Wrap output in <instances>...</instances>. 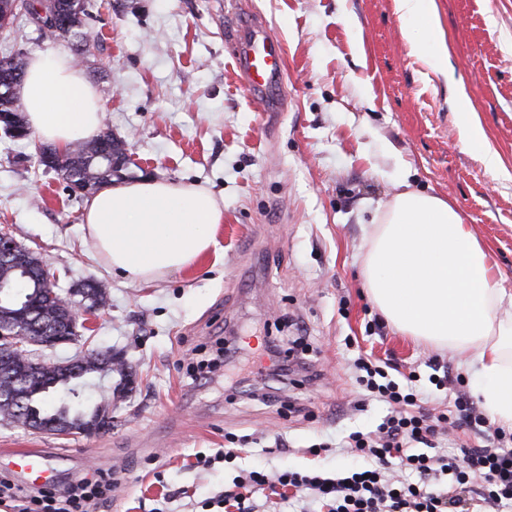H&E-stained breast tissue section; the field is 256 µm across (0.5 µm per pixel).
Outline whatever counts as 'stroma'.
<instances>
[{"mask_svg":"<svg viewBox=\"0 0 512 512\" xmlns=\"http://www.w3.org/2000/svg\"><path fill=\"white\" fill-rule=\"evenodd\" d=\"M89 52L42 40L18 20L10 44L33 55L81 56L103 127L125 137L134 176L195 184L224 200L221 249L194 267L130 283L96 253L83 227L86 196L34 159L35 140L0 132V232L40 254L59 293L95 279L110 302L78 332L121 355L127 379L85 378L83 399L112 402V427L67 438L0 422V450L63 448L69 478L90 468L119 485L98 512H224L234 476L361 467L338 448L375 429L384 403L366 401L364 355L421 378L425 406L477 400L464 358L394 331L371 303L361 262L366 234L393 195H438L488 249L512 291V0H434L448 56L440 74L408 38L397 0H238L280 39V112L245 89L225 27L226 0H92ZM467 96L488 170L460 140ZM232 336L223 368L190 379L189 353ZM302 338L310 372H261L266 340ZM450 384L428 381L431 364ZM326 452L311 455V447ZM237 449L231 461L217 458Z\"/></svg>","mask_w":512,"mask_h":512,"instance_id":"35a3bbf8","label":"stroma"}]
</instances>
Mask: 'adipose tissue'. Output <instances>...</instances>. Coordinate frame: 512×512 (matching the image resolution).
Here are the masks:
<instances>
[{
	"label": "adipose tissue",
	"mask_w": 512,
	"mask_h": 512,
	"mask_svg": "<svg viewBox=\"0 0 512 512\" xmlns=\"http://www.w3.org/2000/svg\"><path fill=\"white\" fill-rule=\"evenodd\" d=\"M399 8L415 48L447 72L432 0H399ZM19 98L41 143L62 149L100 129L95 91L63 53L30 60ZM223 218L210 191L144 178L103 187L83 223L109 268L136 283L188 269L216 250ZM361 272L393 328L466 357L485 410L512 428V293L496 286L490 255L462 216L439 196L396 193L368 237Z\"/></svg>",
	"instance_id": "obj_1"
}]
</instances>
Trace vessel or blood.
I'll list each match as a JSON object with an SVG mask.
<instances>
[{"label": "vessel or blood", "mask_w": 512, "mask_h": 512, "mask_svg": "<svg viewBox=\"0 0 512 512\" xmlns=\"http://www.w3.org/2000/svg\"><path fill=\"white\" fill-rule=\"evenodd\" d=\"M226 36L235 45L236 68L252 99L258 102L262 111H279L278 91L285 70L281 42L257 18L239 21L227 30ZM6 459V470L24 477L28 483L43 487L57 483L50 458L42 449L17 448L7 452Z\"/></svg>", "instance_id": "obj_1"}]
</instances>
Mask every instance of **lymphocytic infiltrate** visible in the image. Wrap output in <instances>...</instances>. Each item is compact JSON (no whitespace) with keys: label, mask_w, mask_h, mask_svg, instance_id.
<instances>
[{"label":"lymphocytic infiltrate","mask_w":512,"mask_h":512,"mask_svg":"<svg viewBox=\"0 0 512 512\" xmlns=\"http://www.w3.org/2000/svg\"><path fill=\"white\" fill-rule=\"evenodd\" d=\"M358 383L388 406L376 430L355 431L347 450L366 459L365 467L326 477L315 472L285 471L269 477L251 471L225 488L224 499L236 512H252L255 490L289 488L299 512L315 501L326 512H450L462 493L474 494L494 512H512V433L496 430L494 441L481 448L461 447L457 456L428 455L444 430L479 429L487 419L474 405L455 401L452 409L431 417L421 410L422 393L415 384L389 379L383 367L358 359ZM117 479L97 469L64 490H35L0 478V500L13 501L18 512H94L111 499Z\"/></svg>","instance_id":"lymphocytic-infiltrate-1"}]
</instances>
